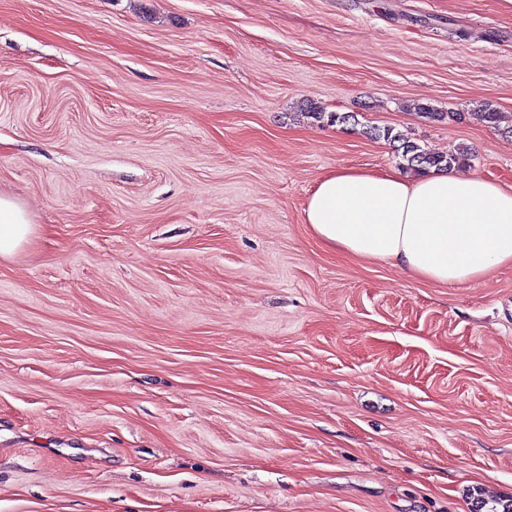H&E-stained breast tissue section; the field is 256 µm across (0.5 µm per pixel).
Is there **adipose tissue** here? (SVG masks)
Wrapping results in <instances>:
<instances>
[{"label": "adipose tissue", "instance_id": "ef3b65f1", "mask_svg": "<svg viewBox=\"0 0 512 512\" xmlns=\"http://www.w3.org/2000/svg\"><path fill=\"white\" fill-rule=\"evenodd\" d=\"M304 213L325 247L440 284H473L512 265V186L483 177L339 169L317 182ZM32 233L26 209L0 196V256Z\"/></svg>", "mask_w": 512, "mask_h": 512}]
</instances>
